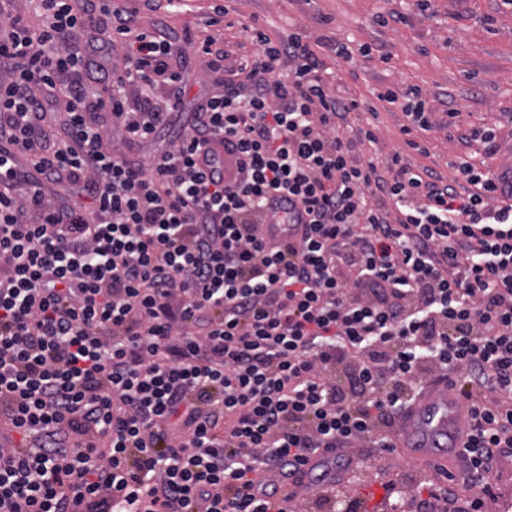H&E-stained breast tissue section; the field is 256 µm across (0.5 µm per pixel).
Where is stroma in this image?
I'll return each instance as SVG.
<instances>
[{
  "label": "stroma",
  "mask_w": 512,
  "mask_h": 512,
  "mask_svg": "<svg viewBox=\"0 0 512 512\" xmlns=\"http://www.w3.org/2000/svg\"><path fill=\"white\" fill-rule=\"evenodd\" d=\"M212 0H191L189 11L167 15L168 27L178 36L181 55L173 63L189 81L183 109L195 111L215 88L214 78L193 49L194 41L212 32L208 27ZM232 28L225 40L239 38L238 23H257L271 38L285 36L300 27L313 38L383 46L389 62L379 56L356 57L352 65H337L324 56L326 67L335 69L338 83L363 109L351 113L349 126L371 129L377 141L361 146L363 159L383 161L393 152H403L412 167L429 166L444 177H454L452 161L463 158L478 168L512 167V9L499 0H436L438 16L428 21L410 15L406 0H226ZM396 11L408 20L395 27L376 24L378 13ZM420 87L429 96L435 119L444 107L458 109L455 128L415 132L414 139L427 147V154L408 148L401 132L408 119L397 105L378 101L375 90L406 91ZM499 128L497 149L485 153L480 143L470 141L471 128ZM413 460L398 453L372 456L362 464L360 481L353 494L367 498L377 478L412 470Z\"/></svg>",
  "instance_id": "1"
}]
</instances>
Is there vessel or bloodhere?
<instances>
[{"instance_id":"b4317fda","label":"vessel or blood","mask_w":512,"mask_h":512,"mask_svg":"<svg viewBox=\"0 0 512 512\" xmlns=\"http://www.w3.org/2000/svg\"><path fill=\"white\" fill-rule=\"evenodd\" d=\"M467 405L455 387L447 380L435 381L400 420L394 440L399 450L430 464L447 462V449H441L440 441L449 447H461L465 435L461 421Z\"/></svg>"}]
</instances>
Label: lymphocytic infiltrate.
<instances>
[{"label":"lymphocytic infiltrate","instance_id":"lymphocytic-infiltrate-1","mask_svg":"<svg viewBox=\"0 0 512 512\" xmlns=\"http://www.w3.org/2000/svg\"><path fill=\"white\" fill-rule=\"evenodd\" d=\"M0 6V512H295L310 458L390 454L404 409L454 376L468 476L383 481L391 512H482L512 458V175L402 153L320 57L372 45L207 36L217 89L149 168L106 126L154 143L187 92L163 23L182 0ZM255 45L243 54L245 44ZM414 131L421 89H388ZM76 190L57 206L49 183ZM298 237L270 247L274 203ZM309 512H363L344 480Z\"/></svg>","mask_w":512,"mask_h":512}]
</instances>
